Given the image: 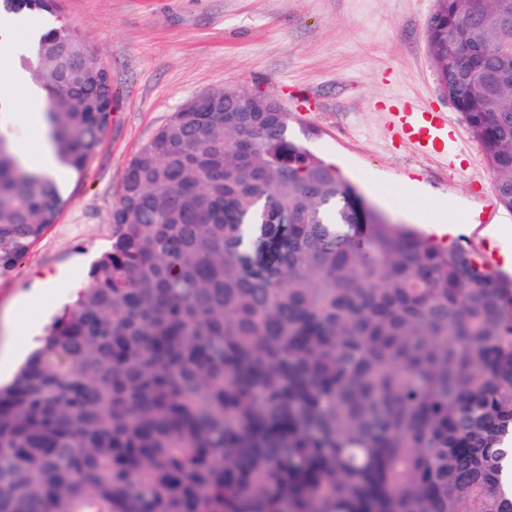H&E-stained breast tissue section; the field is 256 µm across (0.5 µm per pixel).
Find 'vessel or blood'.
<instances>
[{
  "label": "vessel or blood",
  "mask_w": 512,
  "mask_h": 512,
  "mask_svg": "<svg viewBox=\"0 0 512 512\" xmlns=\"http://www.w3.org/2000/svg\"><path fill=\"white\" fill-rule=\"evenodd\" d=\"M395 134L398 139L408 141L422 154L437 152L447 154L459 137L456 127L449 125L445 113L438 111H414L397 113Z\"/></svg>",
  "instance_id": "obj_1"
}]
</instances>
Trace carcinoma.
<instances>
[{
    "instance_id": "carcinoma-1",
    "label": "carcinoma",
    "mask_w": 512,
    "mask_h": 512,
    "mask_svg": "<svg viewBox=\"0 0 512 512\" xmlns=\"http://www.w3.org/2000/svg\"><path fill=\"white\" fill-rule=\"evenodd\" d=\"M73 40L47 31L28 71L79 173L112 88L70 85ZM427 41L512 211V0H436ZM194 101L130 160L110 251L0 387V512H512V279L368 212L274 97ZM63 205L1 139L0 278Z\"/></svg>"
}]
</instances>
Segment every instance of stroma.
<instances>
[{"mask_svg":"<svg viewBox=\"0 0 512 512\" xmlns=\"http://www.w3.org/2000/svg\"><path fill=\"white\" fill-rule=\"evenodd\" d=\"M435 0H59L40 28L77 29L112 76L110 125L83 173L59 178L54 224L0 279V380H12L56 313L72 302L112 244V211L126 168L191 98L247 88L275 96L290 137L341 170L392 221L429 232L453 224L457 244L512 275V211L503 208L485 150L440 89L426 26ZM447 112L460 132L452 158L394 139L389 105ZM61 277L52 304L28 302Z\"/></svg>","mask_w":512,"mask_h":512,"instance_id":"1","label":"stroma"}]
</instances>
